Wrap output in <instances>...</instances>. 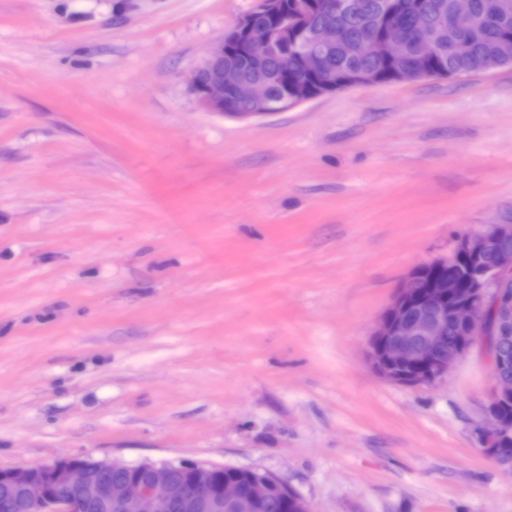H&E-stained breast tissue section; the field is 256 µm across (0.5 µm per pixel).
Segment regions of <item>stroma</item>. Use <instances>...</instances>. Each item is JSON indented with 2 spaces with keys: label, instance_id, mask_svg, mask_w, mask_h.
<instances>
[{
  "label": "stroma",
  "instance_id": "stroma-1",
  "mask_svg": "<svg viewBox=\"0 0 512 512\" xmlns=\"http://www.w3.org/2000/svg\"><path fill=\"white\" fill-rule=\"evenodd\" d=\"M254 0H0V468L257 469L312 512H512L471 349L368 359L401 278L512 223V66L249 121L184 77Z\"/></svg>",
  "mask_w": 512,
  "mask_h": 512
}]
</instances>
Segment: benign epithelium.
Returning <instances> with one entry per match:
<instances>
[{
  "label": "benign epithelium",
  "mask_w": 512,
  "mask_h": 512,
  "mask_svg": "<svg viewBox=\"0 0 512 512\" xmlns=\"http://www.w3.org/2000/svg\"><path fill=\"white\" fill-rule=\"evenodd\" d=\"M420 36L418 51L428 58L438 48L434 26L425 11L415 12ZM456 46L478 24L472 0H454L451 10ZM343 43L352 61L384 58L398 62L406 42L394 20L386 21L372 39L342 40L336 9L312 14L310 0H293L282 15L277 0H256L207 49L201 63L186 76L188 90L199 106L238 120L257 119L285 111L325 94L364 84H375L371 68L342 71L322 88L307 80L276 85L267 75L277 59L288 76V53L313 77L325 71L330 50ZM445 77L430 64L399 66L393 82ZM230 101L247 108L227 110ZM512 278V224H488L476 232L456 236L450 253L411 269L399 282L391 303L381 314L368 346L374 372L383 380L404 385L430 384L448 374L458 360L484 336L483 316L493 310L491 357L493 390L479 429L485 449L512 439V421L497 410L496 402L512 397V291L499 284ZM133 477L112 482V472ZM222 466L203 464L139 463L59 459L26 468H0V503L10 512H259L272 493L288 494L280 479L257 469L249 484L223 480L215 484Z\"/></svg>",
  "instance_id": "obj_1"
}]
</instances>
